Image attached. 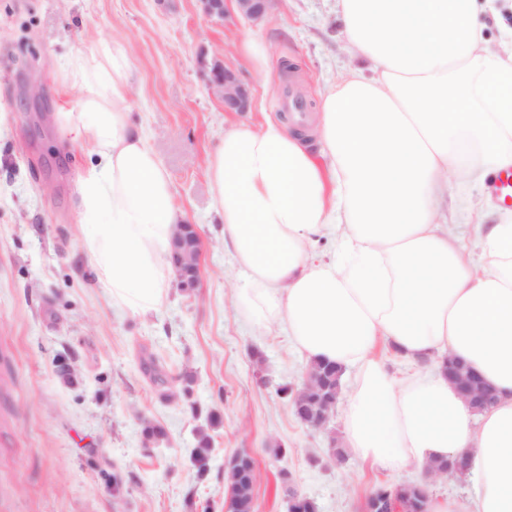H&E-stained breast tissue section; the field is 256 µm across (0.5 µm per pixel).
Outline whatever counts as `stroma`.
Returning <instances> with one entry per match:
<instances>
[{
	"label": "stroma",
	"mask_w": 512,
	"mask_h": 512,
	"mask_svg": "<svg viewBox=\"0 0 512 512\" xmlns=\"http://www.w3.org/2000/svg\"><path fill=\"white\" fill-rule=\"evenodd\" d=\"M247 38L270 45L266 73L240 55ZM105 42L128 56L131 121L203 242L198 288L169 280L147 314L96 280L79 223L91 146L58 118L81 95L69 59ZM217 59L249 85V112L225 111L211 90ZM352 61L335 0H280L258 23L212 21L197 0H0V512H221L224 466L238 453L254 460V512H288L290 486L319 512H365L377 486L415 481L352 453L334 464L341 416L315 432L277 395L308 361L282 327L240 314L246 278L224 246L208 175L225 129L284 117L291 89L316 114ZM202 431L200 479L191 454Z\"/></svg>",
	"instance_id": "obj_1"
}]
</instances>
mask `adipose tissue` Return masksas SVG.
Wrapping results in <instances>:
<instances>
[{
	"instance_id": "obj_1",
	"label": "adipose tissue",
	"mask_w": 512,
	"mask_h": 512,
	"mask_svg": "<svg viewBox=\"0 0 512 512\" xmlns=\"http://www.w3.org/2000/svg\"><path fill=\"white\" fill-rule=\"evenodd\" d=\"M497 0H336L356 58L324 90L313 151L281 120L234 125L210 156L224 245L255 324L285 327L308 361L356 369L343 445L372 468L424 474L468 454L465 497L429 512H512V212L488 197L465 233L440 210L452 181L512 170V29L489 50ZM67 129L96 155L79 181L82 246L135 313L168 297L178 211L168 173L126 110V57L69 62ZM407 363L390 372L377 348ZM462 359L495 401L449 383Z\"/></svg>"
}]
</instances>
